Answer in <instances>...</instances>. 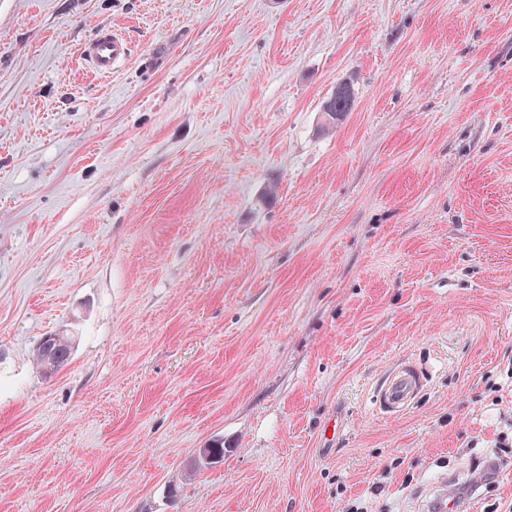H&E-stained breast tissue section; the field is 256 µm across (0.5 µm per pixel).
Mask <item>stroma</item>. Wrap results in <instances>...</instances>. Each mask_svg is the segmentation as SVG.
<instances>
[{
    "mask_svg": "<svg viewBox=\"0 0 512 512\" xmlns=\"http://www.w3.org/2000/svg\"><path fill=\"white\" fill-rule=\"evenodd\" d=\"M497 455L467 512H512V0H0V512H425ZM82 55L95 73L108 76L129 56V46L123 37L112 31L110 25L104 24L83 44ZM58 337L56 333L48 334L42 337L41 342H47ZM74 341V336H61L48 348L44 347L40 342L35 354V360L44 374L52 375L68 362ZM423 387V375L412 365L393 369L379 385L375 404L385 413H397L407 408ZM500 469V461L497 457H490L486 459L482 465H477L473 470V477L471 478L470 485L474 490L484 487L490 489L497 483V475Z\"/></svg>",
    "mask_w": 512,
    "mask_h": 512,
    "instance_id": "35a3bbf8",
    "label": "stroma"
}]
</instances>
